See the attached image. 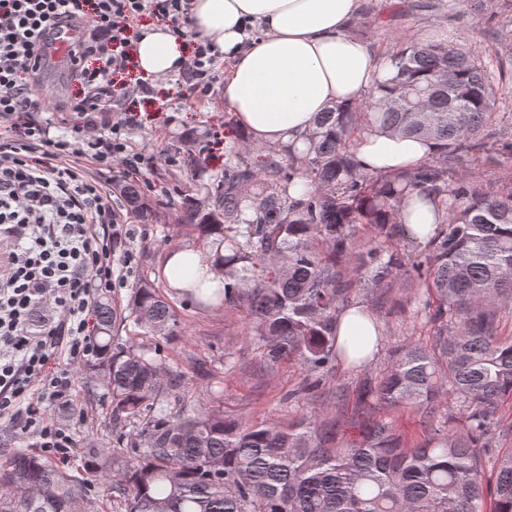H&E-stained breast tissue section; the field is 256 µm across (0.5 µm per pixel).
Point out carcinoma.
Returning <instances> with one entry per match:
<instances>
[{
	"label": "carcinoma",
	"mask_w": 512,
	"mask_h": 512,
	"mask_svg": "<svg viewBox=\"0 0 512 512\" xmlns=\"http://www.w3.org/2000/svg\"><path fill=\"white\" fill-rule=\"evenodd\" d=\"M395 73L377 97L321 112L303 147L230 143L224 170L194 186L175 185L177 201L152 199L121 176L119 204L144 224L176 206L215 246L224 290L199 308L248 309L245 338L267 363L294 361L304 373L291 393L319 387L347 349L338 315L365 288L404 277L421 289L418 309L432 343L398 348L388 366L356 390V403L410 407L427 430L409 447L396 420L371 423L361 438L332 446L336 424L304 414L288 424L249 423L202 407L172 412L152 356L112 336L118 309L95 306L96 359L106 366L112 414L140 425L128 436L109 429L112 455L88 450L92 472L118 469L120 512H512V448L497 454L486 481L480 449L512 438L501 406L512 400V176L492 181L469 168L473 141L497 124L500 84L512 81V48L464 50L453 42L397 41ZM378 128L437 144L411 168L370 171L356 159L364 132ZM169 162L197 170L205 148L183 136ZM303 190L295 192V187ZM433 206L435 226L407 254L402 204ZM134 326L157 342L181 328L144 278L125 307ZM458 404L460 418L448 412ZM84 479L26 450L0 452V512H92Z\"/></svg>",
	"instance_id": "carcinoma-1"
}]
</instances>
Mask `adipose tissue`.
<instances>
[{"instance_id":"1","label":"adipose tissue","mask_w":512,"mask_h":512,"mask_svg":"<svg viewBox=\"0 0 512 512\" xmlns=\"http://www.w3.org/2000/svg\"><path fill=\"white\" fill-rule=\"evenodd\" d=\"M360 0H192L189 28L209 40L229 64L224 104L239 127L260 144L301 143L317 113L360 101L391 65L351 33ZM140 72L155 81L181 69L188 45L164 27L145 28L134 45ZM431 141L367 131L356 148L367 169H404L428 158ZM170 284L190 282L211 293L223 276L214 257L189 250L170 253L163 268ZM339 343L353 364L376 350L381 327L366 308L337 319Z\"/></svg>"}]
</instances>
